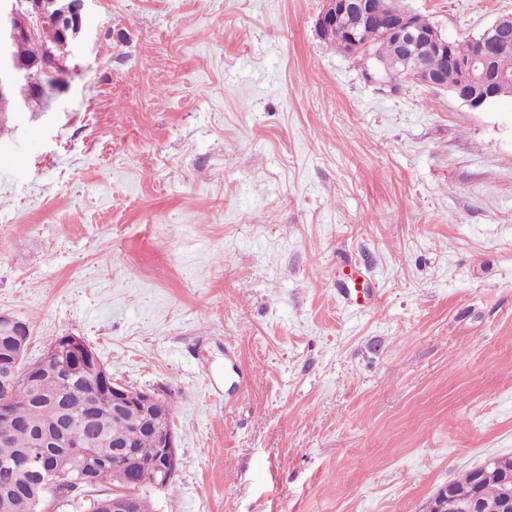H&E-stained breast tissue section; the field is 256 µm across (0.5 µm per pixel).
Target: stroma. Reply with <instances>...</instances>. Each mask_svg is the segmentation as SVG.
Here are the masks:
<instances>
[{"label": "stroma", "mask_w": 512, "mask_h": 512, "mask_svg": "<svg viewBox=\"0 0 512 512\" xmlns=\"http://www.w3.org/2000/svg\"><path fill=\"white\" fill-rule=\"evenodd\" d=\"M402 2L457 40L512 14ZM321 5L91 0L0 131V315L172 401L154 512H426L512 456V99L368 83Z\"/></svg>", "instance_id": "obj_1"}]
</instances>
